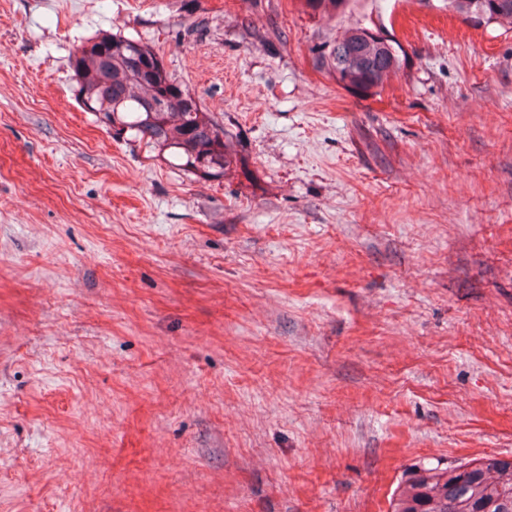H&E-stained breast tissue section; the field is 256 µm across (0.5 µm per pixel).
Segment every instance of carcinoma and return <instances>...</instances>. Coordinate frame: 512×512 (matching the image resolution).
Returning a JSON list of instances; mask_svg holds the SVG:
<instances>
[{
	"mask_svg": "<svg viewBox=\"0 0 512 512\" xmlns=\"http://www.w3.org/2000/svg\"><path fill=\"white\" fill-rule=\"evenodd\" d=\"M345 0H306L311 13L331 16ZM183 37L204 27L198 0H181ZM448 11L478 23L512 26V0H448ZM361 27L324 45L317 59L337 82L360 94L384 85L401 64L400 48L362 41ZM70 66L84 108L119 125V132L159 153H168L185 174L206 181L224 178L236 163L224 124L202 107L146 43L101 31L72 54ZM457 467L414 464L395 488L391 512H512V461L481 458Z\"/></svg>",
	"mask_w": 512,
	"mask_h": 512,
	"instance_id": "obj_1",
	"label": "carcinoma"
}]
</instances>
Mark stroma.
<instances>
[{"label":"stroma","instance_id":"35a3bbf8","mask_svg":"<svg viewBox=\"0 0 512 512\" xmlns=\"http://www.w3.org/2000/svg\"><path fill=\"white\" fill-rule=\"evenodd\" d=\"M0 0V512H389L512 459V27L448 0ZM365 27L402 65L318 67ZM151 45L228 133L185 175L84 111ZM180 9L183 37L188 41H195L204 27V18H201V15L197 13L199 11L198 0H182ZM364 29L352 28L343 37L326 43L317 59L319 67L338 83L360 94H368V91L382 87L401 64L400 47L395 44L396 48L392 40H388V45L378 47L363 39L364 50L356 52L354 49L362 41Z\"/></svg>","mask_w":512,"mask_h":512}]
</instances>
